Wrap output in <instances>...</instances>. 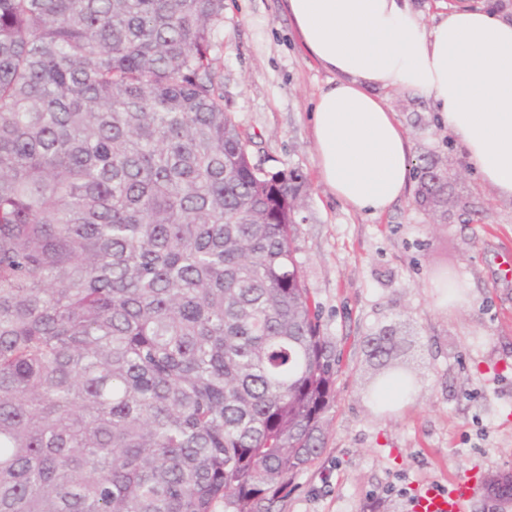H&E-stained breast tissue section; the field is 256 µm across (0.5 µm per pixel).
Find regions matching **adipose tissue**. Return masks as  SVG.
<instances>
[{
	"label": "adipose tissue",
	"instance_id": "ef3b65f1",
	"mask_svg": "<svg viewBox=\"0 0 512 512\" xmlns=\"http://www.w3.org/2000/svg\"><path fill=\"white\" fill-rule=\"evenodd\" d=\"M308 54L332 78L312 125L322 180L378 216L410 185V142L382 93L431 102L481 180L512 199V14L490 0H285Z\"/></svg>",
	"mask_w": 512,
	"mask_h": 512
}]
</instances>
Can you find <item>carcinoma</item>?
<instances>
[{
	"instance_id": "1",
	"label": "carcinoma",
	"mask_w": 512,
	"mask_h": 512,
	"mask_svg": "<svg viewBox=\"0 0 512 512\" xmlns=\"http://www.w3.org/2000/svg\"><path fill=\"white\" fill-rule=\"evenodd\" d=\"M223 15L0 0V512H273L321 451L339 359L293 247L304 178L224 111ZM436 171L416 201L446 224Z\"/></svg>"
}]
</instances>
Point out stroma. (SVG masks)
I'll return each instance as SVG.
<instances>
[{"label": "stroma", "instance_id": "obj_1", "mask_svg": "<svg viewBox=\"0 0 512 512\" xmlns=\"http://www.w3.org/2000/svg\"><path fill=\"white\" fill-rule=\"evenodd\" d=\"M214 42L224 109L254 135L253 163L304 177L293 246L339 358L324 450L275 512H409L419 485L445 489L465 473L478 481L470 512H512L487 489L512 473V200L481 182L426 100L391 92L411 160L448 163V221L436 223L413 186L382 215L351 208L314 162L313 100L331 75L283 0H224ZM441 271L463 283L461 296L436 287ZM386 328L416 389L379 405L368 341Z\"/></svg>", "mask_w": 512, "mask_h": 512}]
</instances>
